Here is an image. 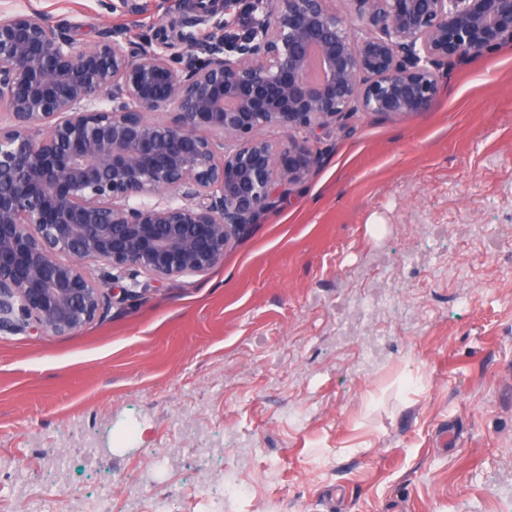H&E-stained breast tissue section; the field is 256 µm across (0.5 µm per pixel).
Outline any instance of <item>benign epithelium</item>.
<instances>
[{
    "label": "benign epithelium",
    "instance_id": "benign-epithelium-1",
    "mask_svg": "<svg viewBox=\"0 0 512 512\" xmlns=\"http://www.w3.org/2000/svg\"><path fill=\"white\" fill-rule=\"evenodd\" d=\"M186 2L212 29L176 47L120 26L81 47L35 13L0 17V332L66 336L142 274L207 272L319 163L293 138L279 167L261 130L423 111L448 66L512 42V0Z\"/></svg>",
    "mask_w": 512,
    "mask_h": 512
}]
</instances>
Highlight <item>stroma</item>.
<instances>
[{
  "instance_id": "obj_1",
  "label": "stroma",
  "mask_w": 512,
  "mask_h": 512,
  "mask_svg": "<svg viewBox=\"0 0 512 512\" xmlns=\"http://www.w3.org/2000/svg\"><path fill=\"white\" fill-rule=\"evenodd\" d=\"M94 44L180 0H0ZM202 275L139 276L68 336L0 333V512H512V43L423 112H358ZM172 451L149 485L153 453ZM67 458L64 485L49 469ZM249 495V488L245 484L237 482H226L221 493L213 498L207 499L206 512H223L225 501H244Z\"/></svg>"
}]
</instances>
